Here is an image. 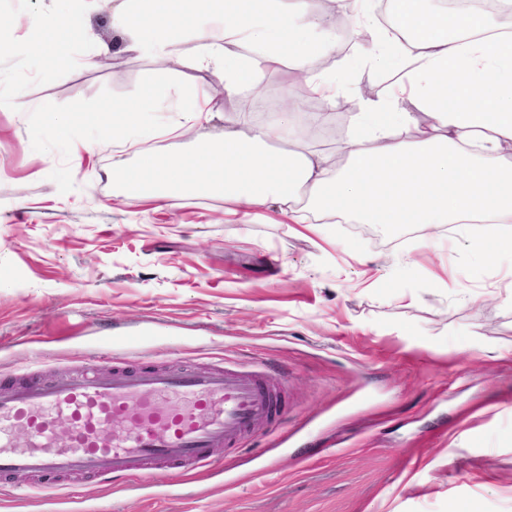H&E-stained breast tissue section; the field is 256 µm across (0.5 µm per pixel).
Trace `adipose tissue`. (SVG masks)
I'll use <instances>...</instances> for the list:
<instances>
[{
  "mask_svg": "<svg viewBox=\"0 0 512 512\" xmlns=\"http://www.w3.org/2000/svg\"><path fill=\"white\" fill-rule=\"evenodd\" d=\"M495 12H451L426 0H390L395 26L382 25L373 0H354L346 33L349 56L334 59L336 3L323 0H112V25L155 62L210 70L217 87L191 86L173 101L160 90L113 103L129 146L115 149L117 129L101 125L95 148H111L112 169L130 187L161 201L206 191L240 207L271 203L292 223L308 203L345 221L393 231L445 224L479 252L512 255V0ZM83 8L29 22L20 46L34 59L59 61L83 32ZM195 43L193 54L184 39ZM300 78L322 110L355 107L340 147L314 149L293 121L300 105L285 97L269 120L234 114L224 135L172 156L161 138L187 136L217 95L240 99L269 72ZM359 70L388 72L378 96L354 94ZM416 109L408 111L404 103ZM283 142L274 152L271 142ZM481 225L471 236L470 225Z\"/></svg>",
  "mask_w": 512,
  "mask_h": 512,
  "instance_id": "ef3b65f1",
  "label": "adipose tissue"
}]
</instances>
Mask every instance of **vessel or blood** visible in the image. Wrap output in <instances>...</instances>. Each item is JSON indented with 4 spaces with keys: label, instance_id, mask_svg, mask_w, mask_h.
I'll use <instances>...</instances> for the list:
<instances>
[{
    "label": "vessel or blood",
    "instance_id": "1",
    "mask_svg": "<svg viewBox=\"0 0 512 512\" xmlns=\"http://www.w3.org/2000/svg\"><path fill=\"white\" fill-rule=\"evenodd\" d=\"M284 381L231 365L165 369L88 359L81 370L0 384V476L96 477L146 489L183 478L232 451L282 411ZM71 429L57 439L60 424Z\"/></svg>",
    "mask_w": 512,
    "mask_h": 512
}]
</instances>
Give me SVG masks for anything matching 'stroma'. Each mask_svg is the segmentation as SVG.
<instances>
[{
  "label": "stroma",
  "mask_w": 512,
  "mask_h": 512,
  "mask_svg": "<svg viewBox=\"0 0 512 512\" xmlns=\"http://www.w3.org/2000/svg\"><path fill=\"white\" fill-rule=\"evenodd\" d=\"M62 7L0 0V376L103 351L234 363L284 379L286 414L187 484L84 478L61 501L1 494L0 512H512V262L472 252L452 224L436 246L368 224L316 236L270 204L116 190L111 150L77 160L72 142L92 140L113 101L212 76L162 77L101 8L67 66L16 51L17 16ZM101 46L108 62L85 67ZM18 88L29 111L8 106ZM50 112L78 122L50 132Z\"/></svg>",
  "instance_id": "1"
}]
</instances>
